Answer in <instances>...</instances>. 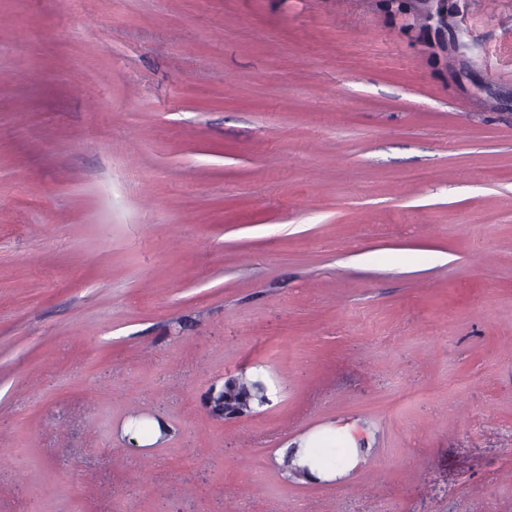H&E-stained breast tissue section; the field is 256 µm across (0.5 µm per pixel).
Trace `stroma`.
<instances>
[{
	"instance_id": "obj_1",
	"label": "stroma",
	"mask_w": 512,
	"mask_h": 512,
	"mask_svg": "<svg viewBox=\"0 0 512 512\" xmlns=\"http://www.w3.org/2000/svg\"><path fill=\"white\" fill-rule=\"evenodd\" d=\"M0 512H512V0H0ZM321 442H334V446H317ZM336 444V429H329L327 432L312 435L297 443V447L291 450L293 464L305 471V477L314 480H332L338 474L336 469V456L328 462V456L324 453L325 448H334Z\"/></svg>"
}]
</instances>
